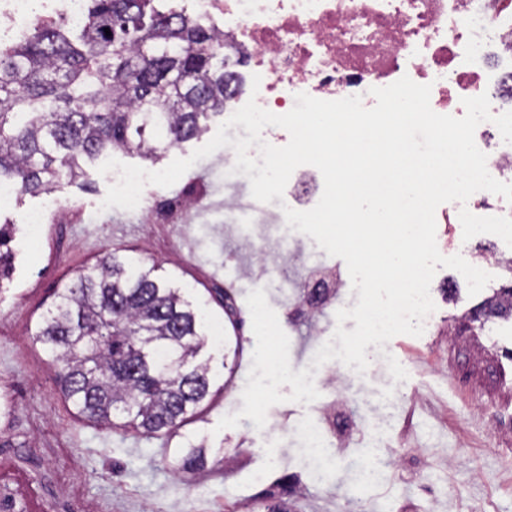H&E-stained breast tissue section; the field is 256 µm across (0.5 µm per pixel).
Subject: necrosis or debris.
I'll return each mask as SVG.
<instances>
[{
    "mask_svg": "<svg viewBox=\"0 0 512 512\" xmlns=\"http://www.w3.org/2000/svg\"><path fill=\"white\" fill-rule=\"evenodd\" d=\"M204 23L224 34L226 66L260 75L257 104L278 115L296 94L321 100L358 95L402 76L431 87L430 105L460 116L463 99L487 95L492 114L512 111V0H186ZM86 0H0L9 24L0 40L23 35L55 12L75 26ZM475 143L497 180L512 183V144L492 122Z\"/></svg>",
    "mask_w": 512,
    "mask_h": 512,
    "instance_id": "necrosis-or-debris-1",
    "label": "necrosis or debris"
}]
</instances>
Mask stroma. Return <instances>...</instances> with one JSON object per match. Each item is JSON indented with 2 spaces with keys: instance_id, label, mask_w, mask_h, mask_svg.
<instances>
[{
  "instance_id": "1",
  "label": "stroma",
  "mask_w": 512,
  "mask_h": 512,
  "mask_svg": "<svg viewBox=\"0 0 512 512\" xmlns=\"http://www.w3.org/2000/svg\"><path fill=\"white\" fill-rule=\"evenodd\" d=\"M111 183L93 162L77 181L0 209V224H16L48 200L59 208L38 242L17 233L13 271L0 287V485L18 491V512H264L275 498L291 512H512V479L502 475L512 468V317L468 324L474 307L512 286L511 271L489 266L491 281L472 297L458 271L438 268L423 334L367 346V371L336 364L344 377L336 383L314 355L340 325L336 312L354 308L359 293L342 259L285 222L284 207L311 209L313 197L291 181L283 197L256 201L249 181L228 180L220 150L171 187H144L150 208L194 199L169 222L103 208ZM436 234L442 255L470 263L505 250L498 236L467 240L441 222ZM109 247L180 289L201 308L205 333L222 331L201 352L212 396L178 436L145 437L77 416L32 339L57 289ZM314 271L339 274V295L297 316ZM265 326L275 329L277 373L256 354ZM390 355L407 379L394 381ZM340 418L346 450L318 471L298 428ZM188 438L207 448V469L196 476L176 472Z\"/></svg>"
}]
</instances>
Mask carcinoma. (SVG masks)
<instances>
[{
	"label": "carcinoma",
	"instance_id": "obj_1",
	"mask_svg": "<svg viewBox=\"0 0 512 512\" xmlns=\"http://www.w3.org/2000/svg\"><path fill=\"white\" fill-rule=\"evenodd\" d=\"M162 2L88 0L80 28L58 18L0 43V180L36 196L81 178L83 164L108 151L155 163L223 113L233 84L224 44L196 16ZM16 231L0 225V282L12 271ZM152 272L106 252L59 289L32 337L77 415L173 436L210 395L209 365L198 360L204 316ZM481 311L512 316V288ZM207 464L203 444L179 449L181 471Z\"/></svg>",
	"mask_w": 512,
	"mask_h": 512
}]
</instances>
